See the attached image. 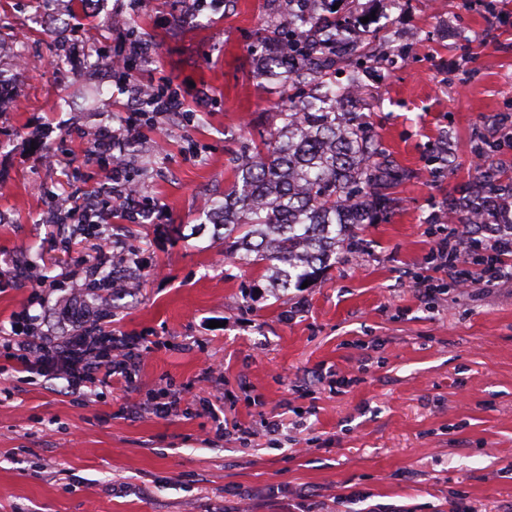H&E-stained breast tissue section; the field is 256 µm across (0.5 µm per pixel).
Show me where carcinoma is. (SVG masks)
<instances>
[{"label":"carcinoma","mask_w":512,"mask_h":512,"mask_svg":"<svg viewBox=\"0 0 512 512\" xmlns=\"http://www.w3.org/2000/svg\"><path fill=\"white\" fill-rule=\"evenodd\" d=\"M281 21L260 32L257 62L282 91L269 139L236 157L224 202L206 217L224 230V255L262 266L273 292L300 288L328 266L362 224L389 209V184L400 168L358 106L362 43L333 21L317 0H285ZM345 73L346 82L337 80ZM504 185L490 169L456 205L458 223L475 224L500 203Z\"/></svg>","instance_id":"1"}]
</instances>
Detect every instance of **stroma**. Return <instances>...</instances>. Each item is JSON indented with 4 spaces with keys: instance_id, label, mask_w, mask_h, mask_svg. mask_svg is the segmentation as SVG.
Wrapping results in <instances>:
<instances>
[{
    "instance_id": "obj_1",
    "label": "stroma",
    "mask_w": 512,
    "mask_h": 512,
    "mask_svg": "<svg viewBox=\"0 0 512 512\" xmlns=\"http://www.w3.org/2000/svg\"><path fill=\"white\" fill-rule=\"evenodd\" d=\"M274 7L0 0V271L19 272L0 283V322L82 293L61 282L88 243L62 205L98 196L103 232L144 260L133 287L101 291L106 327L151 349L132 383L80 402L60 379H0V512H299L304 490L314 512L357 490L413 512L458 493L473 512H512V281L433 304L407 282H449L429 262L433 241L480 176L474 152L512 114V0H340L357 31L386 35L362 98L407 176L355 249L278 298L259 267L191 232L242 146L273 127L280 93L251 50ZM132 26L146 53L126 82L94 61ZM129 82L171 85L183 103L121 147L141 186L135 221L91 156L92 132L130 112ZM443 146L455 165L441 173ZM162 388L182 396L166 418L147 409ZM238 425L247 442L231 437Z\"/></svg>"
}]
</instances>
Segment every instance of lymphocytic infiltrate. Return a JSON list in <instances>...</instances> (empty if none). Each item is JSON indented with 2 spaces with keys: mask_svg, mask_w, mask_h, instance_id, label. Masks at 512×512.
I'll use <instances>...</instances> for the list:
<instances>
[{
  "mask_svg": "<svg viewBox=\"0 0 512 512\" xmlns=\"http://www.w3.org/2000/svg\"><path fill=\"white\" fill-rule=\"evenodd\" d=\"M93 216V208L83 206L80 220L95 234L94 251L83 256L66 272V280L93 275L94 271L115 258L123 263L137 260L132 249L114 253L113 241L101 233ZM511 257V237L479 240L472 238L466 230H457L451 237L439 238L430 253L431 260L445 269L479 265V273H465L453 279L451 286L456 291L471 285L490 288L512 278V268L507 265ZM41 323V316L26 312L14 317L11 328L0 327V355L11 362L12 372L65 380L69 392L79 396L87 388L131 383L143 362L145 348L142 337L113 334L106 330L101 320L88 323L76 335L60 343L48 338L34 339L33 331Z\"/></svg>",
  "mask_w": 512,
  "mask_h": 512,
  "instance_id": "lymphocytic-infiltrate-1",
  "label": "lymphocytic infiltrate"
}]
</instances>
